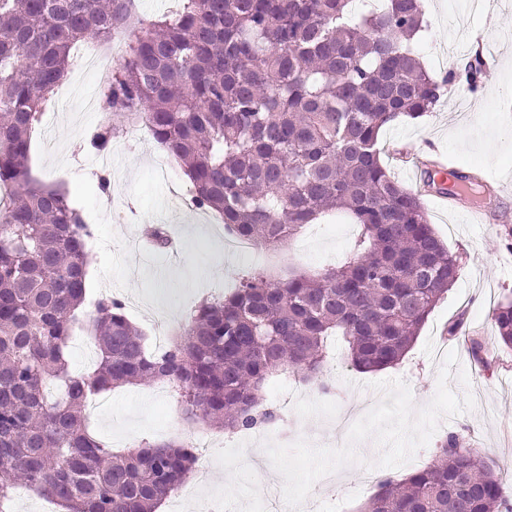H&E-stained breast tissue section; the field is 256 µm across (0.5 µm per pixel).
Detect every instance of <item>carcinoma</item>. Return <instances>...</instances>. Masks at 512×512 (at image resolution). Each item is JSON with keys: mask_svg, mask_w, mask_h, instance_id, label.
Here are the masks:
<instances>
[{"mask_svg": "<svg viewBox=\"0 0 512 512\" xmlns=\"http://www.w3.org/2000/svg\"><path fill=\"white\" fill-rule=\"evenodd\" d=\"M127 0H0V512H15L13 475L64 512H157L195 469L187 441L141 439L114 452L95 437L93 394L165 379L185 415L229 433L273 423L266 385L288 372L330 392L329 338L361 371L399 364L460 260L429 224L420 195L392 177L380 130L430 111L437 79L416 50L421 0H177L146 21ZM124 39L104 104L142 121L188 178L195 208L230 235L281 247L339 215L359 234L336 266L272 280L253 270L205 299L162 353L124 302L87 314L93 229L62 186L35 181L31 134L89 37ZM481 59L464 69L475 90ZM106 122L86 149H112ZM94 368L70 367L84 321ZM512 347V302L493 310ZM450 435L426 467L384 476L363 512H512L479 456Z\"/></svg>", "mask_w": 512, "mask_h": 512, "instance_id": "cac0c4a2", "label": "carcinoma"}]
</instances>
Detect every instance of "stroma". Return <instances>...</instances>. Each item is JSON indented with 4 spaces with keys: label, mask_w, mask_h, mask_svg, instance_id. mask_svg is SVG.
Returning a JSON list of instances; mask_svg holds the SVG:
<instances>
[{
    "label": "stroma",
    "mask_w": 512,
    "mask_h": 512,
    "mask_svg": "<svg viewBox=\"0 0 512 512\" xmlns=\"http://www.w3.org/2000/svg\"><path fill=\"white\" fill-rule=\"evenodd\" d=\"M423 6L429 30L417 50L426 66L441 74L451 67L463 69L479 56L486 75L474 90L462 81L449 85L433 112L384 127L378 148L391 176L413 190L418 187L419 165L427 160H440L449 171L477 177L475 195L445 205L428 195L422 198L435 232L460 258L458 279L432 310L401 364L360 372L336 357L329 394L283 376L271 381L266 400L281 411L271 436L281 444L303 437L317 446H335L337 410L365 399L380 400V393L370 388L375 381L404 380L415 407H424L436 391L439 364L452 350L469 382L453 378L449 387L460 397L472 394L475 406L442 418L427 446L394 473L402 477L423 468L440 441L454 434L462 448L483 458L511 495L512 348L499 343L491 313L512 300V0H493L491 8L471 15L468 33L452 54L445 51L454 34L452 14L465 10V0H423ZM68 82L69 93L44 115L32 135L31 175L41 183L64 186L94 227L88 300L105 293L141 297L143 307L130 306L126 312L151 339L155 317L185 321L202 297L230 292L255 263L229 251L221 221H199L198 210L173 195V188L188 189L189 182L151 136L133 140L127 151L117 143L105 155L82 151L81 142L104 118L87 105L88 94L97 90L92 71L71 69ZM102 169L112 175L108 198L98 194L93 181ZM471 209L479 211L481 223L466 222L464 213ZM116 213L127 215L128 223H114ZM152 225L168 229L169 251L155 249L147 233ZM357 233V226L346 218H330L309 226L289 245L268 251L262 267L277 278L291 269L310 272L337 263ZM459 317L465 321L463 333L449 335V323ZM473 337L482 341L489 369H482L470 354ZM103 398L106 408L90 413L89 421L94 433L113 448H128L142 438H183L194 429L178 397L162 396L155 385L115 388ZM224 444L223 454L212 461L209 482L195 487V499L185 512H200L222 501L234 503L236 512H280L277 490L283 480L263 448L254 449L256 464L246 469L234 463L242 452L236 439H225ZM356 453L358 463L337 471L333 495H326L319 484L312 490L313 497L324 499L327 512H359L368 497L358 477L379 457L380 449L368 439L357 445ZM259 470L268 472V480H256Z\"/></svg>",
    "instance_id": "obj_1"
}]
</instances>
